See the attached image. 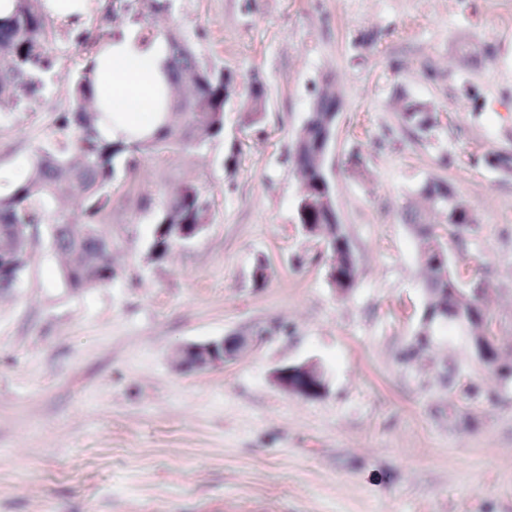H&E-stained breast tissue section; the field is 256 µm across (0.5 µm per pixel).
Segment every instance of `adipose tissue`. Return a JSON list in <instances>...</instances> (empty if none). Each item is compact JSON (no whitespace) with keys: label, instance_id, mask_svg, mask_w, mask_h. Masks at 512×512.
I'll use <instances>...</instances> for the list:
<instances>
[{"label":"adipose tissue","instance_id":"adipose-tissue-1","mask_svg":"<svg viewBox=\"0 0 512 512\" xmlns=\"http://www.w3.org/2000/svg\"><path fill=\"white\" fill-rule=\"evenodd\" d=\"M169 60L161 38L147 47L130 37L112 40L94 55L93 101L104 136L133 140L156 130L169 102Z\"/></svg>","mask_w":512,"mask_h":512}]
</instances>
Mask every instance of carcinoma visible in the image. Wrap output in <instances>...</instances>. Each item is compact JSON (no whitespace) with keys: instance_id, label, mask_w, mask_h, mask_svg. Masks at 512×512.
<instances>
[{"instance_id":"cac0c4a2","label":"carcinoma","mask_w":512,"mask_h":512,"mask_svg":"<svg viewBox=\"0 0 512 512\" xmlns=\"http://www.w3.org/2000/svg\"><path fill=\"white\" fill-rule=\"evenodd\" d=\"M42 0H16L12 16L0 20V109H21L43 97L51 75L58 64V45L52 23L42 11ZM134 0H107L106 19L129 15ZM129 33L108 34L114 40ZM68 40L82 44L87 51L85 63L76 71L70 84L71 109L58 116L57 126L63 137L38 150L31 173L5 196H0V233H13L17 225L35 228L43 224L64 225L57 240L58 247L79 256L75 268H61V277L72 288H96L110 283L115 277L112 265L97 262L96 255L106 240L102 226L112 212V190L117 164L128 171L138 168L147 157L186 150L203 138L224 134V112L227 105L226 82L230 75L224 69L201 61L179 34L149 30L144 25L135 29L138 42L149 45L163 36L170 47V65L167 82L173 86L174 101L165 113L163 124L153 135L134 141H114L101 135L96 119L90 111L93 106L92 57L106 39L89 30L65 32ZM338 97L335 86L327 84L316 91L315 101L306 120L295 137V166L300 176L299 194L316 199L327 192L330 185L326 171L317 170L314 155L323 148V133L335 121ZM402 123L412 131L425 134L434 129L429 119L439 120V113L425 106L405 102L400 106ZM487 166L505 173L512 171V155L489 151L484 156ZM181 201L175 204L171 216L173 224H196L209 210V200L200 188L191 182L181 189ZM430 211L445 214V220L429 222L418 208L406 210V221L418 229L421 265L425 266V288L433 297L431 320L448 326L466 323L485 337L488 355L483 361L494 372L511 373L512 361L501 362L495 343L490 315L484 294L488 282L482 278L462 284L453 272L443 279V268L434 264L430 252L432 242H440L438 226H448L461 232L474 222L471 211L457 199L454 189L446 183L427 182L419 189ZM77 196L82 200L76 216L60 210V200ZM300 224L319 226L332 231L327 249L336 252V267L328 273L344 291L356 287L358 268L344 245L345 235L337 216L322 208L296 211ZM176 246L173 233L165 226L164 215H159L150 242V252L157 259L166 256ZM25 240L16 241L14 271L0 265V282L8 283L13 275H20L26 266L23 255Z\"/></svg>"}]
</instances>
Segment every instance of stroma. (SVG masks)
<instances>
[{"label": "stroma", "instance_id": "obj_1", "mask_svg": "<svg viewBox=\"0 0 512 512\" xmlns=\"http://www.w3.org/2000/svg\"><path fill=\"white\" fill-rule=\"evenodd\" d=\"M157 25L232 71L238 94L222 136L119 171L110 284L69 287L46 224L0 294V512H512V378L488 370L467 326L447 337L427 321L405 222L425 182L455 189L475 222L441 243L461 281L489 280L512 354V174L479 162L512 151V0H172ZM467 44L480 52L466 61ZM84 58L67 44L50 93L0 111V195L58 137ZM333 79L325 170L359 268L346 294L295 210V136ZM256 81L266 110L252 127L242 109ZM401 97L439 126L405 128ZM187 181L210 197V223L150 259ZM229 335L250 341L234 360L174 368L179 347ZM310 361L321 397L275 384V370ZM164 210L159 215L155 228L153 230L150 242V252L157 259L167 256V254L177 244L173 237V233L165 226Z\"/></svg>", "mask_w": 512, "mask_h": 512}]
</instances>
